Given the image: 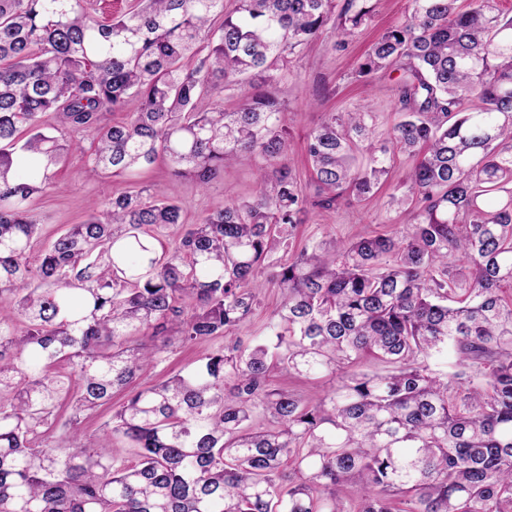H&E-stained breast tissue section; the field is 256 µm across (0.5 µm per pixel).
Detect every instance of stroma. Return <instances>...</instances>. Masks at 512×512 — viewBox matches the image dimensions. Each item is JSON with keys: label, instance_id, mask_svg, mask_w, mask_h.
Wrapping results in <instances>:
<instances>
[{"label": "stroma", "instance_id": "35a3bbf8", "mask_svg": "<svg viewBox=\"0 0 512 512\" xmlns=\"http://www.w3.org/2000/svg\"><path fill=\"white\" fill-rule=\"evenodd\" d=\"M372 16L367 25L352 37L346 46H338L333 33L323 34L317 41L291 57L277 83L269 91L285 106L289 146L287 164L295 169L305 190L313 183L305 159V139L328 112H354L368 109L374 115L375 136L360 144L355 152L356 167H365L373 150L383 144L387 131L402 118L398 102L397 74L381 72L369 83L354 78V72L369 46L385 31L401 25L408 15V0H371ZM414 164L412 157L399 153L387 180L376 194L364 200H351L333 210H311L304 224L296 228L290 251L298 253L310 242H350L368 233H386L408 223L410 205L400 207L391 203L392 197L402 195L404 182ZM56 190L34 197L31 210L41 228L39 245L30 252V265H37L41 248L69 225L83 222L93 201L124 191L139 184L150 188L152 198H177L183 207L185 223H196L206 212L223 208L224 204L253 196L258 188L257 166L243 159L224 166V174L213 181L207 191H200L194 182H173L164 164H157L143 177L106 176L89 179L81 153H73L59 167ZM273 263H266L258 279L259 303L246 328L227 336H217L183 346L171 341L167 360L148 369L136 381L147 386L165 381L198 357L219 350L235 341L249 343L263 335L274 311L283 299L274 273Z\"/></svg>", "mask_w": 512, "mask_h": 512}]
</instances>
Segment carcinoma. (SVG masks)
<instances>
[{"label":"carcinoma","mask_w":512,"mask_h":512,"mask_svg":"<svg viewBox=\"0 0 512 512\" xmlns=\"http://www.w3.org/2000/svg\"><path fill=\"white\" fill-rule=\"evenodd\" d=\"M367 2L139 0L101 21L87 0H0V291L17 295L0 312V512H512V295L500 293L512 285V16L493 0H410L357 70L400 73L391 147L355 167L372 113H327L306 137L313 200L282 162L278 100L224 109V87L275 82L330 21L346 44ZM75 132L92 138L94 177L161 158L205 189L249 158L259 188L161 254L155 233L182 223L179 201L114 193L34 269L29 201L57 186ZM391 150L420 155L410 224L288 257L269 339L132 387L169 337L245 327L268 255L310 208L379 188ZM444 354L455 372L431 369ZM278 370L336 383L306 402L271 387ZM66 376L80 392L54 446L42 427ZM123 389L102 433L83 434L81 414Z\"/></svg>","instance_id":"cac0c4a2"}]
</instances>
